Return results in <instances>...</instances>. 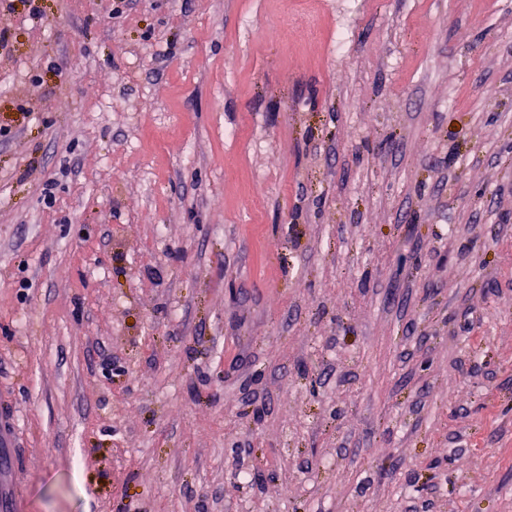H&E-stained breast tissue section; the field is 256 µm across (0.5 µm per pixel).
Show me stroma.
<instances>
[{
	"label": "stroma",
	"mask_w": 512,
	"mask_h": 512,
	"mask_svg": "<svg viewBox=\"0 0 512 512\" xmlns=\"http://www.w3.org/2000/svg\"><path fill=\"white\" fill-rule=\"evenodd\" d=\"M39 5L0 9L17 512H512V0Z\"/></svg>",
	"instance_id": "obj_1"
}]
</instances>
